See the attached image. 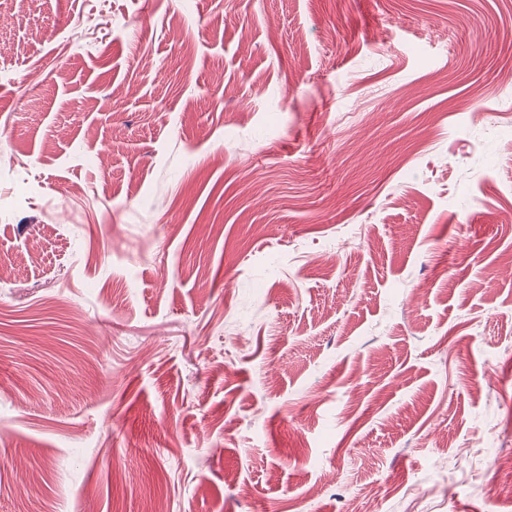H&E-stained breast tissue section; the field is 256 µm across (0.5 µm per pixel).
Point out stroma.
<instances>
[{"instance_id":"1","label":"stroma","mask_w":512,"mask_h":512,"mask_svg":"<svg viewBox=\"0 0 512 512\" xmlns=\"http://www.w3.org/2000/svg\"><path fill=\"white\" fill-rule=\"evenodd\" d=\"M511 68L512 0H0V512H512Z\"/></svg>"}]
</instances>
